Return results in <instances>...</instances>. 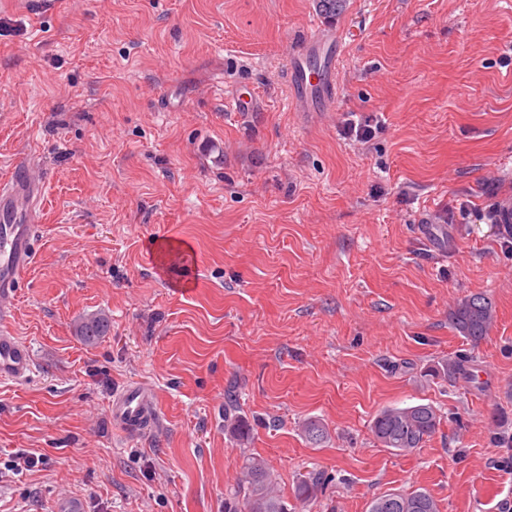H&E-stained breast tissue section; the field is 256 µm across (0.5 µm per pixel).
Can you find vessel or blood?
<instances>
[{
	"label": "vessel or blood",
	"mask_w": 512,
	"mask_h": 512,
	"mask_svg": "<svg viewBox=\"0 0 512 512\" xmlns=\"http://www.w3.org/2000/svg\"><path fill=\"white\" fill-rule=\"evenodd\" d=\"M342 42L336 31H317L292 56L290 83L296 109H306L316 97L325 102L335 99V48ZM314 58L319 61L315 69L309 66ZM29 169V163L17 164L9 180L0 184V380L14 383L27 382L34 372L31 348L6 327L36 253L34 216L44 196V184L31 177ZM111 414L127 430L140 431L158 420L156 396L143 386L127 387L115 394Z\"/></svg>",
	"instance_id": "vessel-or-blood-1"
}]
</instances>
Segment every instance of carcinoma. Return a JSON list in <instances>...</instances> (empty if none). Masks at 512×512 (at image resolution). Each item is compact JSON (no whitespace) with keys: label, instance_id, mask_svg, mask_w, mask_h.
Listing matches in <instances>:
<instances>
[{"label":"carcinoma","instance_id":"cac0c4a2","mask_svg":"<svg viewBox=\"0 0 512 512\" xmlns=\"http://www.w3.org/2000/svg\"><path fill=\"white\" fill-rule=\"evenodd\" d=\"M453 329L472 344H478L495 322V310L491 302L481 295H471L459 300L449 312ZM109 320L105 315H93L82 320L76 327V334L84 343L93 345L106 335ZM236 391L227 393L224 405V421L231 424L236 441L242 448L241 477L226 497L224 512H290L288 502L277 488L273 473L266 463L247 453L249 425L239 416ZM440 411L429 403H418L404 407H386L371 423V432L383 448H389L402 455L409 454L423 446L438 429ZM307 441L320 445L327 441L329 431L318 420L303 424ZM330 477L317 470L301 475L296 481L293 495L304 506L315 504ZM368 512H440L438 501L428 492L393 490L374 498Z\"/></svg>","mask_w":512,"mask_h":512}]
</instances>
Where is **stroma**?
<instances>
[{
  "label": "stroma",
  "mask_w": 512,
  "mask_h": 512,
  "mask_svg": "<svg viewBox=\"0 0 512 512\" xmlns=\"http://www.w3.org/2000/svg\"><path fill=\"white\" fill-rule=\"evenodd\" d=\"M0 20V180L32 157L45 184L11 320L36 372L0 381V512H224L233 380L290 512L415 489L512 512V247L475 214L512 200V0H346L333 18L315 0H0ZM321 26L344 34L336 102L296 112L290 58ZM236 87L255 112L229 111ZM469 295L496 310L476 345L448 321ZM94 313L110 330L88 345ZM461 354L466 383L443 371ZM135 382L158 422L130 433L110 403ZM415 402L439 430L381 447L375 414ZM22 449L45 464L12 473ZM313 468L332 481L309 509L291 494ZM109 330V320L105 315H93L82 320L76 327V334L85 344L93 345Z\"/></svg>",
  "instance_id": "35a3bbf8"
}]
</instances>
